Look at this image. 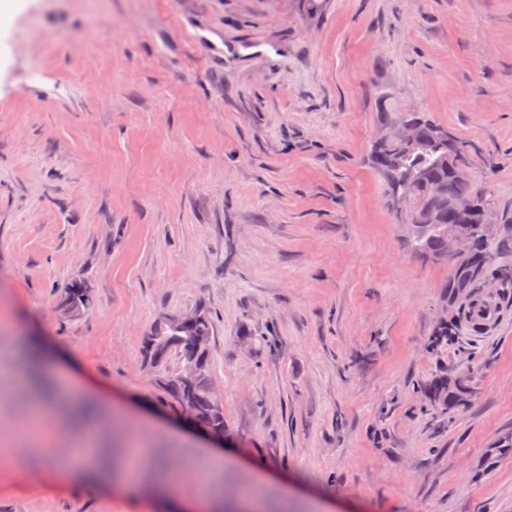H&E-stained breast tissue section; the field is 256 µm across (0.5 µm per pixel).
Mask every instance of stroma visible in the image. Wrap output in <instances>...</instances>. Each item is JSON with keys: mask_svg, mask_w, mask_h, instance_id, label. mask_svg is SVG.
I'll list each match as a JSON object with an SVG mask.
<instances>
[{"mask_svg": "<svg viewBox=\"0 0 512 512\" xmlns=\"http://www.w3.org/2000/svg\"><path fill=\"white\" fill-rule=\"evenodd\" d=\"M399 112L470 141L512 234V0H17L0 20V430L34 377L95 394L137 487L64 488L82 412L43 415L0 470V512H157L252 490L260 512H512V301L449 318L446 263L412 251L367 162ZM94 306L61 321L77 284ZM211 312L224 465L142 364L166 315ZM465 374L456 409L425 392ZM178 478L175 481L165 483L158 488V497L162 501L170 503L177 508H189L193 510H213L222 507L221 503L215 502L208 497H197L192 499H184L175 494L174 485L180 482Z\"/></svg>", "mask_w": 512, "mask_h": 512, "instance_id": "obj_1", "label": "stroma"}]
</instances>
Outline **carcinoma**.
I'll list each match as a JSON object with an SVG mask.
<instances>
[{
	"instance_id": "carcinoma-1",
	"label": "carcinoma",
	"mask_w": 512,
	"mask_h": 512,
	"mask_svg": "<svg viewBox=\"0 0 512 512\" xmlns=\"http://www.w3.org/2000/svg\"><path fill=\"white\" fill-rule=\"evenodd\" d=\"M399 119L412 120L420 124L421 140L410 149L395 148L378 140L369 157L371 166L385 181V195L393 200L400 195L408 199L415 209V217L400 216L398 221L406 226L410 243L415 251L434 257H445L448 252V225L473 224L476 217L461 215L451 209V203L459 198L474 197L485 206L493 205L490 185L485 181H461L453 168L458 165H473L470 142L448 135L442 137V125L427 114L402 112ZM499 258L501 262L490 268V262ZM457 267L448 277V300L453 302L452 315L438 325L432 343L439 344L455 335L458 326L474 327L469 310L483 292V282L492 275L498 278V292L507 297L512 292V237L495 238L491 230L477 232L473 249L456 260ZM77 305L82 311L93 305L90 288H71L57 299L56 305ZM199 319L192 327L171 326L161 333L159 344L180 352L179 359L186 364L196 363L194 338L201 334L212 336L213 321L209 311L197 309ZM211 351H206L198 378L187 384L177 370L163 367L154 369L157 386L174 408L188 400L201 408V422L212 429L224 428V411L210 407L212 385L210 377ZM433 393L448 400V409L464 404L470 394L467 385L458 386L454 379L442 377L434 383Z\"/></svg>"
}]
</instances>
